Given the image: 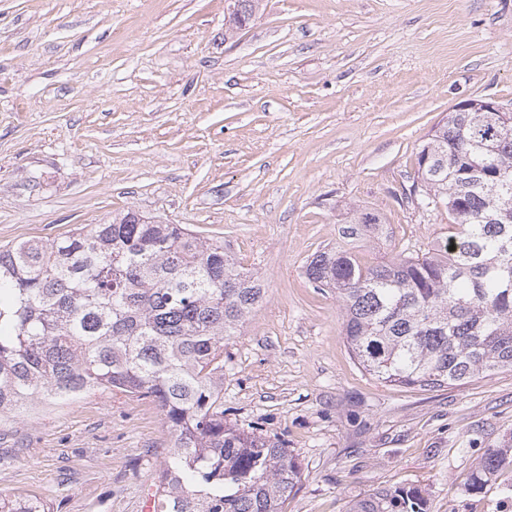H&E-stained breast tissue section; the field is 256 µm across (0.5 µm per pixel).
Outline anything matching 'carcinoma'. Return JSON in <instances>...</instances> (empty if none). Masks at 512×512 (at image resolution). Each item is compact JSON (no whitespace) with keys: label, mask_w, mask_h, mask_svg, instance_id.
<instances>
[{"label":"carcinoma","mask_w":512,"mask_h":512,"mask_svg":"<svg viewBox=\"0 0 512 512\" xmlns=\"http://www.w3.org/2000/svg\"><path fill=\"white\" fill-rule=\"evenodd\" d=\"M260 0H235L239 29ZM417 198L440 204L448 240L421 255L365 265L316 253L305 274L340 302L359 367L384 384L440 388L512 369V113L450 112L416 153ZM379 227L361 212L342 228ZM265 295L221 241L134 212L51 241L0 248V424L99 391L150 397L170 436L160 512H282L301 480L298 456L224 423V340ZM512 464L489 449L468 484ZM0 512H49L0 496ZM349 512H426L416 490L383 489Z\"/></svg>","instance_id":"1"}]
</instances>
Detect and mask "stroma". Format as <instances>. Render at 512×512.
I'll return each instance as SVG.
<instances>
[{
	"mask_svg": "<svg viewBox=\"0 0 512 512\" xmlns=\"http://www.w3.org/2000/svg\"><path fill=\"white\" fill-rule=\"evenodd\" d=\"M0 0V246L123 210L219 240L267 293L224 342V420L298 456L282 512L415 489L427 512H512V370L461 387L381 383L353 360L337 247L374 264L444 242L406 195L416 152L466 99L512 111V0ZM382 233L342 235L354 209ZM170 444L148 397L95 393L0 426V495L51 512H139ZM260 0H236L234 10L229 13L228 19L224 18V25H228L226 31L239 29L253 16L258 9ZM501 447L490 448L481 458L478 469L468 479L471 489H481L503 467L512 464V442L504 443Z\"/></svg>",
	"mask_w": 512,
	"mask_h": 512,
	"instance_id": "obj_1",
	"label": "stroma"
}]
</instances>
